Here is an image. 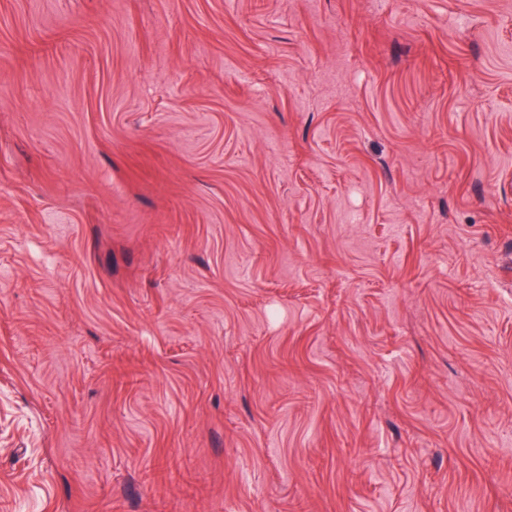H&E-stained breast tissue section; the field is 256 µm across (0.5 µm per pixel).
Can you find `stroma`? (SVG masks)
I'll return each instance as SVG.
<instances>
[{"instance_id":"1","label":"stroma","mask_w":512,"mask_h":512,"mask_svg":"<svg viewBox=\"0 0 512 512\" xmlns=\"http://www.w3.org/2000/svg\"><path fill=\"white\" fill-rule=\"evenodd\" d=\"M0 512H512V0H0Z\"/></svg>"}]
</instances>
